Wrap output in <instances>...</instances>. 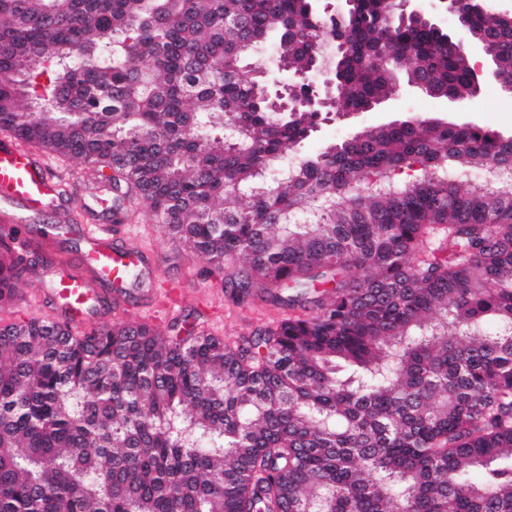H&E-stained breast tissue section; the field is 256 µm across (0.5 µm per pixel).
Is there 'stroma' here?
I'll return each instance as SVG.
<instances>
[{"mask_svg":"<svg viewBox=\"0 0 512 512\" xmlns=\"http://www.w3.org/2000/svg\"><path fill=\"white\" fill-rule=\"evenodd\" d=\"M412 115L439 118L451 123L487 126L501 135L512 137V94L503 92L497 83L488 81L472 98L464 113L449 112L444 101L421 93H399L386 103L384 111L360 112L351 119L330 118L305 140L300 152L305 156L320 153L328 144L352 135L364 126H374ZM52 172L59 186L60 205L28 224L26 241L28 256L36 266L46 261L71 268L79 267L84 242L76 230L80 224H104L112 220V188L97 183L75 160L51 159ZM72 222L58 234L44 235L47 226L63 217ZM139 241L154 260L157 280L174 286L181 302L178 306L157 303L153 294L127 296L123 307L113 309L104 320L112 325L130 318H139L159 329L189 322L199 328L235 342L255 328L282 318L294 316V309L273 302L269 293L256 291L246 298L232 289L203 280L200 270L203 257L177 250L163 229L144 212H137L127 224L121 225L114 241L128 246Z\"/></svg>","mask_w":512,"mask_h":512,"instance_id":"stroma-1","label":"stroma"}]
</instances>
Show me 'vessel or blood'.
I'll use <instances>...</instances> for the list:
<instances>
[{"label": "vessel or blood", "instance_id": "obj_1", "mask_svg": "<svg viewBox=\"0 0 512 512\" xmlns=\"http://www.w3.org/2000/svg\"><path fill=\"white\" fill-rule=\"evenodd\" d=\"M58 200L57 183L44 159L33 151L18 148L6 137L0 138V204L21 205L14 220L32 221ZM80 233L85 241L80 269L51 266V286L40 295L42 303L53 305L72 326H79L92 314V301L98 300L101 285L112 288L114 298H126L128 267L149 275L150 266L142 251L120 248L112 243L104 224H86Z\"/></svg>", "mask_w": 512, "mask_h": 512}]
</instances>
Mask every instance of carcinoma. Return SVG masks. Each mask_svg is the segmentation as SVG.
Returning <instances> with one entry per match:
<instances>
[{"mask_svg":"<svg viewBox=\"0 0 512 512\" xmlns=\"http://www.w3.org/2000/svg\"><path fill=\"white\" fill-rule=\"evenodd\" d=\"M460 9L512 85V15ZM401 75L478 94L455 36L383 0H0V131L140 199L204 279L304 310L235 343L7 320L0 512H512V138L411 117L280 167Z\"/></svg>","mask_w":512,"mask_h":512,"instance_id":"1","label":"carcinoma"}]
</instances>
